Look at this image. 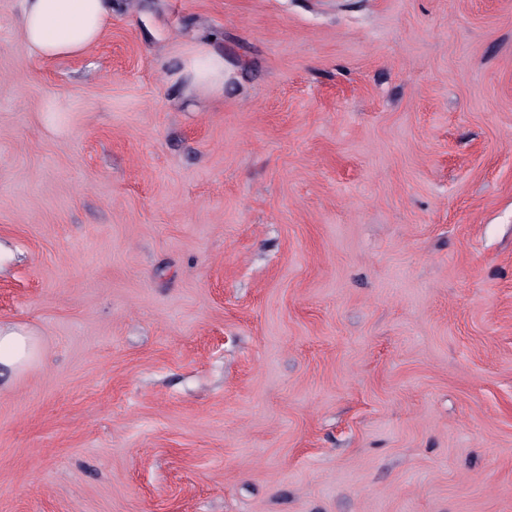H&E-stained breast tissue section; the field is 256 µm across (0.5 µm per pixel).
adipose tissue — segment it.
Returning <instances> with one entry per match:
<instances>
[{
    "instance_id": "obj_1",
    "label": "adipose tissue",
    "mask_w": 512,
    "mask_h": 512,
    "mask_svg": "<svg viewBox=\"0 0 512 512\" xmlns=\"http://www.w3.org/2000/svg\"><path fill=\"white\" fill-rule=\"evenodd\" d=\"M112 0H20L18 33L32 57L54 61L86 52L101 39ZM174 82L185 93L212 99L224 96V56L212 40L184 42ZM36 354L35 341L16 329L0 328V367L18 370Z\"/></svg>"
}]
</instances>
